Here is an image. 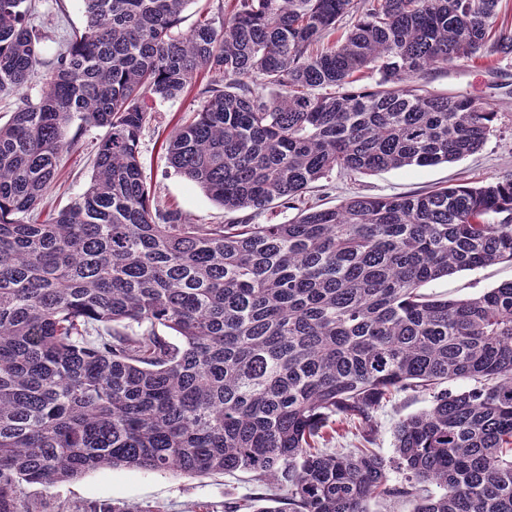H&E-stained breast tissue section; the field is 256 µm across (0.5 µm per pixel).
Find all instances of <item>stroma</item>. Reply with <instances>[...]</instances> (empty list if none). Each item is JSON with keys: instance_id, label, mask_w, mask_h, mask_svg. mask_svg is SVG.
<instances>
[{"instance_id": "35a3bbf8", "label": "stroma", "mask_w": 512, "mask_h": 512, "mask_svg": "<svg viewBox=\"0 0 512 512\" xmlns=\"http://www.w3.org/2000/svg\"><path fill=\"white\" fill-rule=\"evenodd\" d=\"M42 42L44 62L28 90L37 95L54 58L64 30L82 29L85 17L79 0H39L34 18ZM207 83L199 77L179 99L156 102L155 112L140 140L147 179L154 192V203L177 210L194 224H225L241 220L238 212H227L212 202L199 188L188 183L170 167L163 142L182 119L201 103L200 90ZM424 84L432 92L467 95L495 104L497 119L480 150L453 164L390 169L371 174L332 172L316 183L294 207L278 206L254 216L257 224H283L296 220L304 205L334 207L356 195L392 196L456 183L479 185L490 181L512 180V55L499 58L495 67L483 62L431 70ZM101 129L86 128L77 145L62 158L57 177L46 200L52 210L66 207L82 193L92 175V143ZM512 281V263L505 261L473 271H460L425 284L423 293L452 299L477 296L488 289ZM430 394L400 392L379 408L374 446L386 458H394V428L406 417L428 409ZM256 486L249 472L188 476L175 472L114 468L98 470L71 482L52 487L28 489L40 512H105L120 502L133 512H228L229 506L249 496Z\"/></svg>"}]
</instances>
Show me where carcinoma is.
Listing matches in <instances>:
<instances>
[{"instance_id":"obj_1","label":"carcinoma","mask_w":512,"mask_h":512,"mask_svg":"<svg viewBox=\"0 0 512 512\" xmlns=\"http://www.w3.org/2000/svg\"><path fill=\"white\" fill-rule=\"evenodd\" d=\"M188 2L83 0L84 28L33 98L35 0H0V94L18 96L0 124V512H37L28 487L120 467L251 472L238 512H369L381 497L512 512V282L420 292L512 262V180L189 224L153 205L139 150L147 100L206 73L163 146L226 211L299 201L336 169L457 162L497 111L421 80L512 55L499 0H224L180 35ZM366 70L379 79L360 88ZM76 115L105 129L93 175L31 224ZM458 379L473 385L449 390ZM407 390L433 403L395 426L406 477L391 485L370 444ZM337 416L360 446L322 447ZM510 281L512 263L505 261L478 270L456 272L425 284L421 291L427 295L466 299Z\"/></svg>"}]
</instances>
